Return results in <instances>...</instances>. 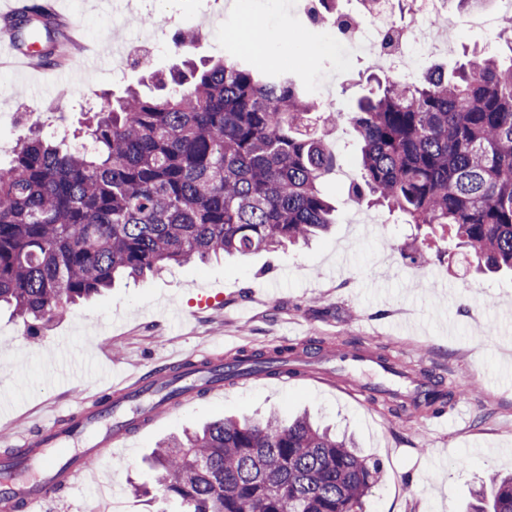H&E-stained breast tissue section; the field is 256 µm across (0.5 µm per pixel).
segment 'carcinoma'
I'll return each instance as SVG.
<instances>
[{"instance_id": "obj_1", "label": "carcinoma", "mask_w": 512, "mask_h": 512, "mask_svg": "<svg viewBox=\"0 0 512 512\" xmlns=\"http://www.w3.org/2000/svg\"><path fill=\"white\" fill-rule=\"evenodd\" d=\"M336 0L310 21L328 25ZM33 2L21 23L54 54L63 24ZM508 61L474 52L439 78L388 80L336 121L352 126L360 174L350 194L449 239L480 271L512 272V36ZM86 122L89 145L37 131L0 167V306L27 329L171 265L307 241L336 223L319 189L338 159L310 131L305 87L278 67L224 59L155 74ZM227 359L224 379L267 371ZM156 492L180 512H362L379 465L303 414L285 423L220 418L153 451ZM471 512H512V475L492 473Z\"/></svg>"}]
</instances>
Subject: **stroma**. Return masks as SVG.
<instances>
[{
  "label": "stroma",
  "mask_w": 512,
  "mask_h": 512,
  "mask_svg": "<svg viewBox=\"0 0 512 512\" xmlns=\"http://www.w3.org/2000/svg\"><path fill=\"white\" fill-rule=\"evenodd\" d=\"M67 24L71 43L61 63L22 70L0 67V164L31 126V113L63 116L76 142L84 140L85 114L132 86L154 92L152 71H166L184 57H223L228 30L245 17L261 22V64L291 68L301 81L317 77L322 93L348 111L371 90L375 63L368 52L316 46L315 30L289 25L296 0H48ZM202 31L195 47H173L169 14ZM159 37L151 69L131 64L113 78L108 40L127 43L143 19ZM341 166L322 182L336 203L332 233L306 246L263 251L174 266L146 282L122 280L110 294L80 303L61 319L27 335L9 310L0 311V391L13 393L0 436L26 428L32 418L84 411L94 380L55 370L52 349L98 350L114 379L152 361L198 351H260L310 347L344 351L358 346L406 370L428 368L450 389L469 384L442 423L427 426L423 409L379 398L367 409L335 372L315 378L256 381L226 388L222 398L199 400L162 418L128 440L124 450L97 465V481L69 491L40 512H102L101 489L115 485L125 512H177L176 501L153 497L149 459L156 446L219 416L277 412L283 421L302 411L337 434L351 436L365 455L379 460L378 484L363 512H464L472 493L492 472H512V275H479L457 250L428 264L411 262L423 233L387 211L355 204L348 195L358 174L355 133L345 123L327 136ZM222 302L201 308V294Z\"/></svg>",
  "instance_id": "obj_1"
}]
</instances>
